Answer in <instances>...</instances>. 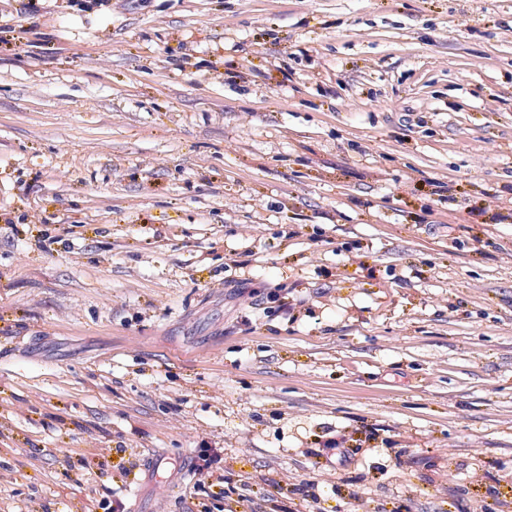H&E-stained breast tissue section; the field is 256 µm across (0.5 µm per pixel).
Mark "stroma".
<instances>
[{"label":"stroma","mask_w":512,"mask_h":512,"mask_svg":"<svg viewBox=\"0 0 512 512\" xmlns=\"http://www.w3.org/2000/svg\"><path fill=\"white\" fill-rule=\"evenodd\" d=\"M115 498L512 512V0H0V512ZM222 453V449L211 448L207 443H201L199 448H196L193 458V468L196 473L203 479L211 478L214 470L219 469V464L223 460Z\"/></svg>","instance_id":"obj_1"}]
</instances>
